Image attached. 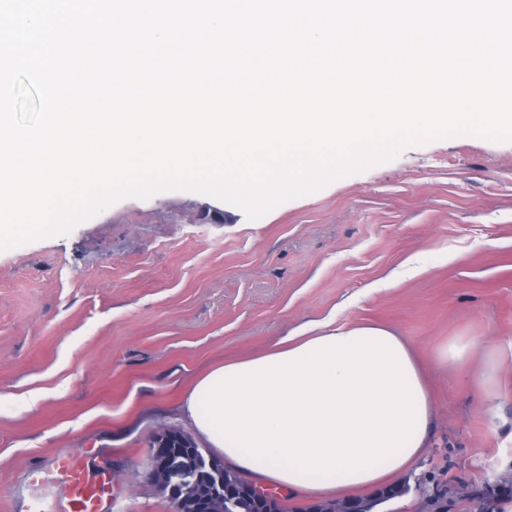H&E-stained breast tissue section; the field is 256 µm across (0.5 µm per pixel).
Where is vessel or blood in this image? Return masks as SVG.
Segmentation results:
<instances>
[{"label":"vessel or blood","instance_id":"1","mask_svg":"<svg viewBox=\"0 0 512 512\" xmlns=\"http://www.w3.org/2000/svg\"><path fill=\"white\" fill-rule=\"evenodd\" d=\"M53 471L65 489L61 512H105L112 495L110 474H88L81 454L72 452L58 456Z\"/></svg>","mask_w":512,"mask_h":512}]
</instances>
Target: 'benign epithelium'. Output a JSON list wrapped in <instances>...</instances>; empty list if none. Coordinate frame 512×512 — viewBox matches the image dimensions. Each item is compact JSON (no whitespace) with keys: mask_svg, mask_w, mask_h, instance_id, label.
I'll list each match as a JSON object with an SVG mask.
<instances>
[{"mask_svg":"<svg viewBox=\"0 0 512 512\" xmlns=\"http://www.w3.org/2000/svg\"><path fill=\"white\" fill-rule=\"evenodd\" d=\"M190 447L193 462L186 466L166 448L150 450L148 478L168 492L173 512L191 508L200 512L213 507L214 512H240L238 497L224 493V466L198 448L193 439L183 438Z\"/></svg>","mask_w":512,"mask_h":512,"instance_id":"7a95c632","label":"benign epithelium"}]
</instances>
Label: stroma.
Returning a JSON list of instances; mask_svg holds the SVG:
<instances>
[{
    "label": "stroma",
    "instance_id": "obj_1",
    "mask_svg": "<svg viewBox=\"0 0 512 512\" xmlns=\"http://www.w3.org/2000/svg\"><path fill=\"white\" fill-rule=\"evenodd\" d=\"M410 341L434 399L425 453L377 512H422L436 483L486 485L512 512V389L475 395L449 343L512 377V142L457 136L288 200L258 220L183 191L124 198L69 234L0 250V512L80 451L112 474L108 512H171L149 441L210 365L323 321Z\"/></svg>",
    "mask_w": 512,
    "mask_h": 512
}]
</instances>
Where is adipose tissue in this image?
<instances>
[{
    "label": "adipose tissue",
    "mask_w": 512,
    "mask_h": 512,
    "mask_svg": "<svg viewBox=\"0 0 512 512\" xmlns=\"http://www.w3.org/2000/svg\"><path fill=\"white\" fill-rule=\"evenodd\" d=\"M183 410L257 485L337 498L384 487L423 455L433 400L405 338L322 324L211 366Z\"/></svg>",
    "instance_id": "1"
}]
</instances>
